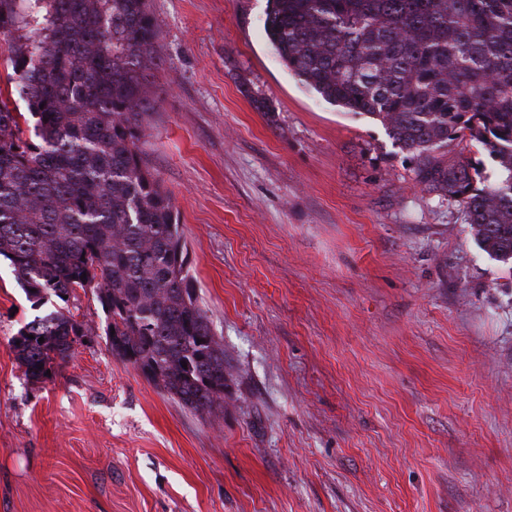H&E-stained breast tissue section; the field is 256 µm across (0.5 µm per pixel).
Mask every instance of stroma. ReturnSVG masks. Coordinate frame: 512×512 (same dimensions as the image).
Here are the masks:
<instances>
[{
  "instance_id": "1",
  "label": "stroma",
  "mask_w": 512,
  "mask_h": 512,
  "mask_svg": "<svg viewBox=\"0 0 512 512\" xmlns=\"http://www.w3.org/2000/svg\"><path fill=\"white\" fill-rule=\"evenodd\" d=\"M144 160L172 192L224 348L196 415L88 342L53 379L0 261V512H512V267L422 190L384 126L305 88L267 0H149ZM264 100L257 109L256 100Z\"/></svg>"
}]
</instances>
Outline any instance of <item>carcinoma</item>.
Listing matches in <instances>:
<instances>
[{
    "mask_svg": "<svg viewBox=\"0 0 512 512\" xmlns=\"http://www.w3.org/2000/svg\"><path fill=\"white\" fill-rule=\"evenodd\" d=\"M264 31L301 84L379 120L416 182L460 201L479 249L512 262V0H268ZM157 39L148 0H0V257L48 306L10 345L27 379L56 375L86 335L68 303L90 288L112 355L203 415L224 405V349L143 159ZM471 148L496 159L494 182L478 186Z\"/></svg>",
    "mask_w": 512,
    "mask_h": 512,
    "instance_id": "cac0c4a2",
    "label": "carcinoma"
}]
</instances>
